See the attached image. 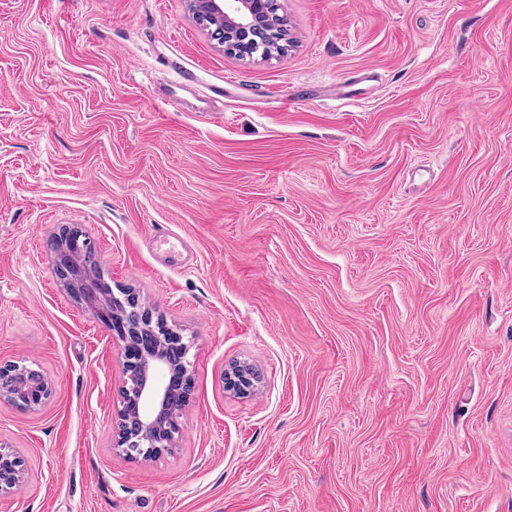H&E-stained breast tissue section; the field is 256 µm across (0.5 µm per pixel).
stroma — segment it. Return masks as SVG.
Returning a JSON list of instances; mask_svg holds the SVG:
<instances>
[{
  "label": "stroma",
  "mask_w": 512,
  "mask_h": 512,
  "mask_svg": "<svg viewBox=\"0 0 512 512\" xmlns=\"http://www.w3.org/2000/svg\"><path fill=\"white\" fill-rule=\"evenodd\" d=\"M278 2L242 59L188 0H0V364L54 388L0 512H512V0ZM65 224L192 342L155 458Z\"/></svg>",
  "instance_id": "stroma-1"
}]
</instances>
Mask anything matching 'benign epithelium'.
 <instances>
[{
	"label": "benign epithelium",
	"instance_id": "benign-epithelium-1",
	"mask_svg": "<svg viewBox=\"0 0 512 512\" xmlns=\"http://www.w3.org/2000/svg\"><path fill=\"white\" fill-rule=\"evenodd\" d=\"M211 12L224 15V49L241 57H267L268 47L280 41L277 0H198ZM94 242L81 224H67L55 240L56 273L79 302L89 306L123 344L121 407L115 420V448L132 459H151L173 447V433H165L174 419V397L188 396L191 387L190 341L142 306L128 288L112 287L94 259ZM80 254L76 266L72 255ZM241 367L226 374V387L238 395L254 389L255 378L242 376ZM0 402L38 409L51 398L48 379L38 370L19 364L0 365ZM23 461L0 448V494L19 484Z\"/></svg>",
	"mask_w": 512,
	"mask_h": 512
}]
</instances>
